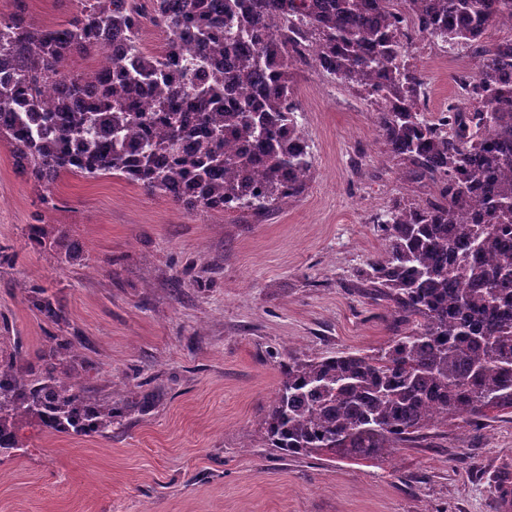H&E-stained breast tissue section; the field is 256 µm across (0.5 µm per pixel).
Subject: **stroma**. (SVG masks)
<instances>
[{"mask_svg":"<svg viewBox=\"0 0 512 512\" xmlns=\"http://www.w3.org/2000/svg\"><path fill=\"white\" fill-rule=\"evenodd\" d=\"M409 60L429 114L477 67L422 38ZM295 91L313 178L261 217L191 212L115 176L64 175L48 206L0 144V349L36 367L69 337L59 372L128 410L108 437L26 426L0 455V512H498L512 414L451 421L382 461L285 457L261 439L288 355L387 346L391 310L358 274L384 249L377 216L427 196L386 153L363 93L304 65ZM38 215L54 228L42 245L28 239ZM74 245L77 265L64 260ZM31 286L60 324L32 308Z\"/></svg>","mask_w":512,"mask_h":512,"instance_id":"stroma-1","label":"stroma"}]
</instances>
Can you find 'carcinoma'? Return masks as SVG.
I'll return each instance as SVG.
<instances>
[{"instance_id":"1","label":"carcinoma","mask_w":512,"mask_h":512,"mask_svg":"<svg viewBox=\"0 0 512 512\" xmlns=\"http://www.w3.org/2000/svg\"><path fill=\"white\" fill-rule=\"evenodd\" d=\"M16 12L0 19V143L49 191L65 174L115 173L187 210L261 216L306 190L313 163L298 117L294 67L378 94L387 153L429 188L421 204L377 218L383 254L360 271L372 301L404 326L379 355H288L264 417L267 445L286 456L330 452L377 460L457 417L512 413V0H83L61 24ZM164 48L140 46L144 17ZM464 45L479 59L456 79L469 112L422 109L409 41ZM115 43L134 54L109 55ZM100 53L112 87L62 69ZM146 89L141 106L130 86ZM259 87L235 99L234 89ZM486 207L472 212L474 194ZM30 298L63 320L43 290ZM37 371L0 349V452L19 448L34 419L48 432L112 434L114 407L60 376L57 349Z\"/></svg>"}]
</instances>
